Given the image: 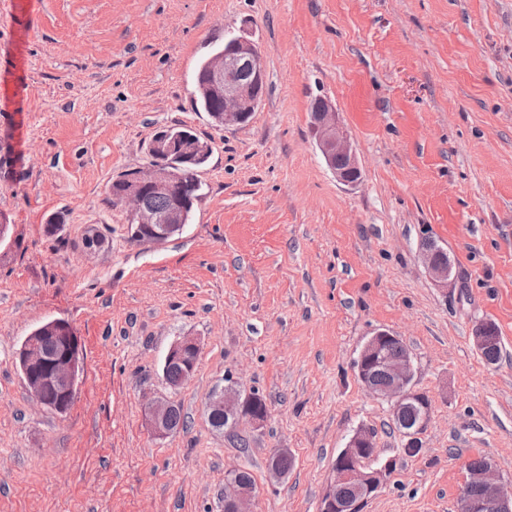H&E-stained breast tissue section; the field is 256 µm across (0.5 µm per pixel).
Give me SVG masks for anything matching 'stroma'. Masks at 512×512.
<instances>
[{
    "mask_svg": "<svg viewBox=\"0 0 512 512\" xmlns=\"http://www.w3.org/2000/svg\"><path fill=\"white\" fill-rule=\"evenodd\" d=\"M245 27L267 86L223 129L193 77ZM318 96L356 149V185L317 146ZM171 126L212 147L201 198L181 234L142 244L109 186ZM0 224V512H221L234 469L255 480L253 512H319L360 427L394 464L363 512H456L476 458L512 480V0H0ZM428 238L458 288L426 272ZM52 319L83 352L62 414L16 361ZM481 320L499 328L493 366ZM381 329L431 403L414 457L355 373ZM183 336L201 352L173 391L162 365ZM229 384L265 401L262 425L210 426ZM159 398L186 428L153 434L143 409ZM499 340V336L491 325L490 321L481 320L477 322L474 328V342L477 350L482 353L488 349L484 354H481L485 362L489 365H495L501 358V341L496 347H491ZM491 347V348H490Z\"/></svg>",
    "mask_w": 512,
    "mask_h": 512,
    "instance_id": "35a3bbf8",
    "label": "stroma"
}]
</instances>
